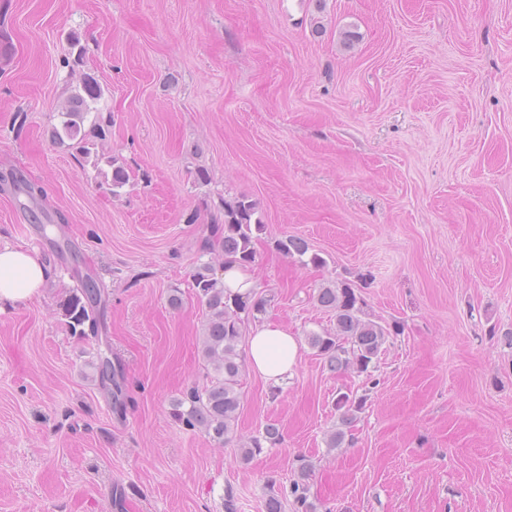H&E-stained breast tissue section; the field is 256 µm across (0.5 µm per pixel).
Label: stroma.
Listing matches in <instances>:
<instances>
[{
	"mask_svg": "<svg viewBox=\"0 0 512 512\" xmlns=\"http://www.w3.org/2000/svg\"><path fill=\"white\" fill-rule=\"evenodd\" d=\"M85 73L105 131L87 145L125 165L120 188L52 138ZM240 195L265 226L264 318L299 339L279 390L242 372L238 437L282 433L247 463L171 416L206 381L192 275L223 263L211 219ZM285 235L323 266L279 253ZM0 244L51 271L0 311V512H224L229 489L264 512L303 458L315 512H512V0H0ZM88 277L105 309L75 336ZM334 281L400 332L330 449L337 393L367 378L306 341L335 326L312 298ZM107 347L119 415L93 367ZM100 288L92 281L86 282L82 288H77L68 299L65 307L69 327L75 336H86L84 326L88 323L89 331L95 335L97 320L95 301ZM88 335V334H87Z\"/></svg>",
	"mask_w": 512,
	"mask_h": 512,
	"instance_id": "1",
	"label": "stroma"
}]
</instances>
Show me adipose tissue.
Instances as JSON below:
<instances>
[{
	"instance_id": "adipose-tissue-1",
	"label": "adipose tissue",
	"mask_w": 512,
	"mask_h": 512,
	"mask_svg": "<svg viewBox=\"0 0 512 512\" xmlns=\"http://www.w3.org/2000/svg\"><path fill=\"white\" fill-rule=\"evenodd\" d=\"M47 277L29 249L0 246V310L38 298ZM298 350L296 336L281 324L264 322L250 329L247 362L271 388H279L292 376Z\"/></svg>"
}]
</instances>
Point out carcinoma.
Here are the masks:
<instances>
[{
    "mask_svg": "<svg viewBox=\"0 0 512 512\" xmlns=\"http://www.w3.org/2000/svg\"><path fill=\"white\" fill-rule=\"evenodd\" d=\"M102 95L95 77L86 73L81 79V91L72 95L62 110L61 128L53 129V138L63 144L69 140L72 147L85 156L90 150L85 146L82 127L89 114L95 111L93 104ZM224 235L218 241L224 256L237 257L243 262L255 260V234L264 225L254 219L257 204L241 195L231 200H222ZM276 248L288 257L309 256L308 263L314 266L324 264L317 253H309L307 242L296 236L284 235L276 240ZM193 288L200 303L205 306L207 322L201 339L203 359L213 369L207 374L206 383L194 385L182 392L173 405L174 420L190 430H200L220 444L237 443V454L242 461H250L262 451L263 445L275 446L281 441L279 428L268 424L263 431L246 440L235 436V423L241 406L240 378L241 355L239 345L244 339V325L249 319L264 312L268 299L260 297L247 304L239 298L228 302L224 295V283L216 277L212 265L205 263L193 274ZM99 287L92 281L76 289L65 307L69 327L74 335L84 336L96 332L97 320L95 301ZM317 303L334 314L336 329L322 333L307 334L308 344L315 349L331 372L354 369L359 374L371 376L379 356L384 351L389 336L398 333L399 328L387 326L365 317L364 301L354 288L346 282L323 285L315 295ZM101 384L112 386V404L117 409L125 406V383L121 368L98 357L96 364ZM369 393L361 395L351 390L336 395L335 407L341 412L340 427L332 430L326 439L330 449L340 448L346 442V429L356 419L368 401ZM310 488L301 480H292L287 485L271 484L266 500V512H284L285 504H291L293 512H311Z\"/></svg>",
    "mask_w": 512,
    "mask_h": 512,
    "instance_id": "cac0c4a2",
    "label": "carcinoma"
}]
</instances>
